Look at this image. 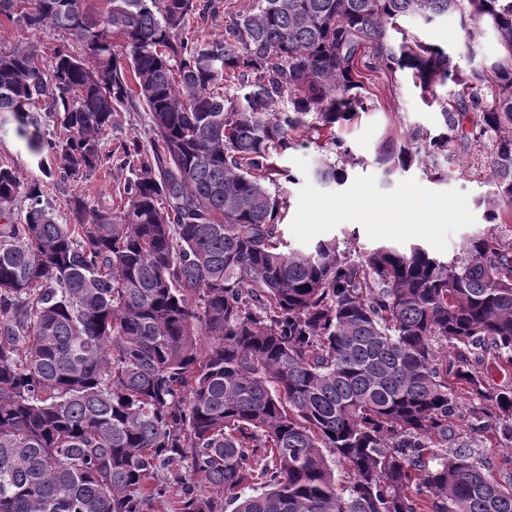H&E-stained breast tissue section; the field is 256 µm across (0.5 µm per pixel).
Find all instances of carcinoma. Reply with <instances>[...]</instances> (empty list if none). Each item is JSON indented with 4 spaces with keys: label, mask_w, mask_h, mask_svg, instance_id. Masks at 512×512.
Listing matches in <instances>:
<instances>
[{
    "label": "carcinoma",
    "mask_w": 512,
    "mask_h": 512,
    "mask_svg": "<svg viewBox=\"0 0 512 512\" xmlns=\"http://www.w3.org/2000/svg\"><path fill=\"white\" fill-rule=\"evenodd\" d=\"M90 2L0 0L72 41L45 61L0 50V116L60 181L112 170L120 107L153 133L119 145V211L75 196L65 224L0 165V512H145L173 485V512H512V477L454 431L512 450V387L489 376L512 366V241L474 236L449 260L294 249L279 221L298 178L277 164L315 136L313 175L344 182L365 80L409 70L422 97L458 96L375 163L437 169L450 144L489 143L487 219L511 220L512 0H254L222 40L186 31L215 0ZM448 13L469 41L494 28L487 71L390 40ZM35 112L53 129L29 132Z\"/></svg>",
    "instance_id": "carcinoma-1"
}]
</instances>
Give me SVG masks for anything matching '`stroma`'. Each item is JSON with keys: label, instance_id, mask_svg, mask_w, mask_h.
<instances>
[{"label": "stroma", "instance_id": "35a3bbf8", "mask_svg": "<svg viewBox=\"0 0 512 512\" xmlns=\"http://www.w3.org/2000/svg\"><path fill=\"white\" fill-rule=\"evenodd\" d=\"M402 26L472 69H486L500 54L497 34L491 27H484L476 40L465 41L455 14L428 24L409 17ZM62 43L61 36L39 33L21 23L0 19V49L30 45L47 59ZM368 89L377 94L378 100L375 109L363 114L348 132L360 162L348 167L343 184L325 185L312 176L318 156L314 143L300 141L280 159L281 166L300 176L299 182L288 188L289 205L283 220L284 237L291 247L306 249L330 238L344 247L353 242L364 248L383 243H421L436 255L448 258L468 238L491 229L512 240V223L495 227L486 218L483 201L492 188L491 146L455 144L453 150L459 160L449 166L447 177L441 180L429 176L419 164L407 172L385 176L374 162L380 143L396 130L409 126L435 128L439 112L423 104L407 73L392 89L387 87L384 75H377ZM0 165L11 167L21 184L39 182L45 199L61 221L69 218L72 197L85 198L92 208L111 204L117 197L119 183L129 174L128 168L116 166L106 175L61 183L57 177L44 173L39 157L10 124L0 126ZM420 200L451 203L457 209L456 215L450 219L437 212L417 211L415 204Z\"/></svg>", "mask_w": 512, "mask_h": 512}]
</instances>
